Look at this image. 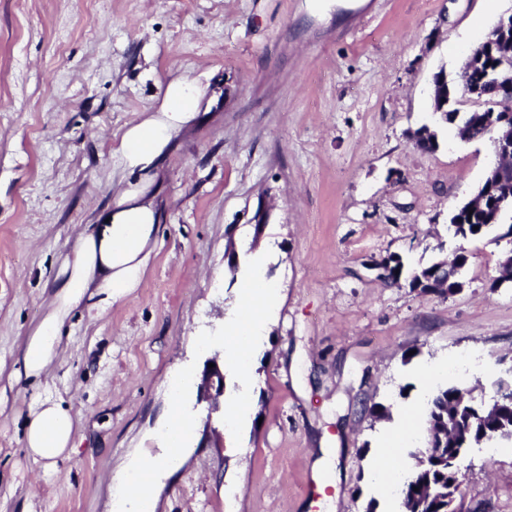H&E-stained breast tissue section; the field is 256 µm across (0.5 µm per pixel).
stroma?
<instances>
[{"label": "stroma", "instance_id": "obj_1", "mask_svg": "<svg viewBox=\"0 0 512 512\" xmlns=\"http://www.w3.org/2000/svg\"><path fill=\"white\" fill-rule=\"evenodd\" d=\"M512 0H0V512H111L113 480L158 453L170 382L236 303L251 255L282 306L254 373L256 421L207 438L191 391L193 452L163 480L157 512H387L373 484L390 417L424 423L422 366L454 362L445 386L490 398L512 356V242L462 239L449 223L495 158L432 109L436 74L459 84L467 56ZM197 105L154 165L115 156L160 116L173 83ZM438 146L416 147L420 127ZM159 222L138 288L74 309L42 383L16 377L82 232L128 191ZM464 255L460 290L411 287L414 272ZM398 257V282L372 266ZM49 394L76 421L55 464L23 444ZM327 493L305 494L322 449ZM469 458L464 512H512V444Z\"/></svg>", "mask_w": 512, "mask_h": 512}]
</instances>
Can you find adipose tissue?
Returning <instances> with one entry per match:
<instances>
[{
  "label": "adipose tissue",
  "mask_w": 512,
  "mask_h": 512,
  "mask_svg": "<svg viewBox=\"0 0 512 512\" xmlns=\"http://www.w3.org/2000/svg\"><path fill=\"white\" fill-rule=\"evenodd\" d=\"M196 100L188 87H173L162 117L143 121L123 136L119 152L133 165H151L172 132L190 117ZM156 226L152 202L136 192L125 193L105 222L88 227L71 258L58 273V291L51 311L44 317L21 354L24 373H46L57 356L59 330L72 309L94 297L110 304L137 288L145 272L148 247ZM75 421L68 409L48 396L35 397L30 405L25 446L39 461L56 463L74 446Z\"/></svg>",
  "instance_id": "ef3b65f1"
}]
</instances>
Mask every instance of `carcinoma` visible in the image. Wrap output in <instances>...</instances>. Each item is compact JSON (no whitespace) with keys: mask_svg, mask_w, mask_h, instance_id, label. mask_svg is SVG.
<instances>
[{"mask_svg":"<svg viewBox=\"0 0 512 512\" xmlns=\"http://www.w3.org/2000/svg\"><path fill=\"white\" fill-rule=\"evenodd\" d=\"M508 53L512 55V32L465 65L469 78L462 85L463 92L467 95L476 92L474 98L489 104L488 108L462 112L458 109H447L441 101L434 103V110L442 113L445 120L457 123L461 139H486L491 125L503 118L504 111L492 108L493 104L502 101L503 92L489 78V74L500 63L501 57ZM506 195L512 197V164L499 167V171L492 176V192L488 194L483 207H474V201L470 200L456 209L451 218L454 235L466 239L497 226L502 214L496 212L494 202ZM464 263V256H458V270L452 274L440 270V264L435 263L416 273L411 285L433 292L451 293L461 287L460 274ZM437 269L440 270L438 277L432 282L429 281L428 275ZM457 393L455 386L443 388L431 400L426 412L427 428L436 430L440 437L437 438L427 462L415 468L402 489L401 512H448V474L453 449L463 445L475 448L494 439L512 441V401L501 406L496 418L488 419L476 407L458 409ZM450 417L456 419V430L452 433L448 432Z\"/></svg>","mask_w":512,"mask_h":512,"instance_id":"carcinoma-1","label":"carcinoma"}]
</instances>
